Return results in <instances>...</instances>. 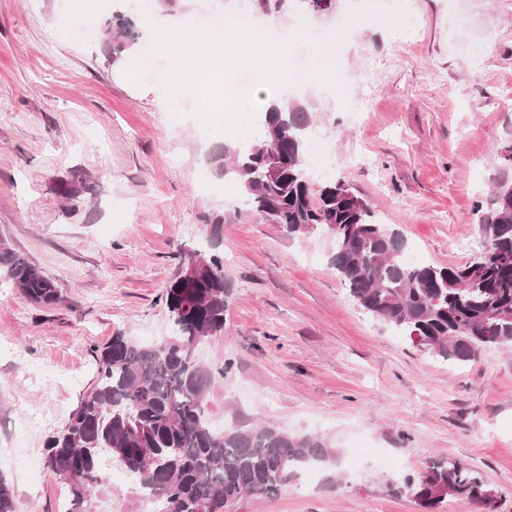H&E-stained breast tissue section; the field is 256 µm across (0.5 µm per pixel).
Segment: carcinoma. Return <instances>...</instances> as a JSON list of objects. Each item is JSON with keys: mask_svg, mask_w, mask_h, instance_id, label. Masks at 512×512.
<instances>
[{"mask_svg": "<svg viewBox=\"0 0 512 512\" xmlns=\"http://www.w3.org/2000/svg\"><path fill=\"white\" fill-rule=\"evenodd\" d=\"M254 12L272 14L284 0H250ZM309 14L329 17L340 0H313ZM134 39L133 24L118 14L108 28L112 62ZM259 134L246 145L226 144L211 161L236 179L248 202L290 236L318 224L334 240L331 263L351 297L370 316L398 333L420 338L432 356L456 364L489 347L512 346V182L498 181L492 208L480 217L485 245L476 262L437 267L410 263L402 235L374 218L368 204L343 180L313 194L304 151L312 119L299 103L277 98L259 112ZM270 170L259 183L255 171ZM57 192L77 212L79 191L62 182ZM210 226L204 252L209 266L192 279L176 278L163 301L175 335L140 345L117 334L95 350L97 379L45 441V465L67 488V512H99L106 497L102 477L109 463L131 473L135 491L129 512H224L244 494L274 497L309 467L341 464L328 442L314 434L272 425L227 424L211 419L215 383L231 372V360L199 361L192 345L224 340L226 285L219 252L224 215L202 217ZM0 279L27 301H60L54 283L0 238ZM424 512L446 498H461L479 512H497L495 491L483 475L451 459L430 461L423 473L388 484ZM0 512H18L10 484L0 477Z\"/></svg>", "mask_w": 512, "mask_h": 512, "instance_id": "carcinoma-1", "label": "carcinoma"}]
</instances>
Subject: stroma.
Listing matches in <instances>:
<instances>
[{
  "mask_svg": "<svg viewBox=\"0 0 512 512\" xmlns=\"http://www.w3.org/2000/svg\"><path fill=\"white\" fill-rule=\"evenodd\" d=\"M157 24L242 13L238 0H154ZM130 0H0V237L52 280L60 300L25 301L0 283V475L20 512H59L64 483L44 441L97 377L95 350L121 333L171 336L162 299L183 253L204 248L207 213L224 216L228 286L224 342L200 350L233 361L214 417L264 420L326 438L341 469L308 468L274 497L246 495L231 512H422L387 490L435 459L460 461L512 512V348L459 366L420 350L361 310L331 264L332 239L291 237L255 209L238 182L214 173L191 113L173 120L164 86L125 80L151 39L136 30L112 62L106 29ZM340 15L373 17L346 32L306 28L305 11L277 20L295 40L297 102L325 136L336 169L408 258L439 267L475 261L451 240L482 237L490 189L512 171V0H342ZM75 18L56 27L57 16ZM83 179L69 214L56 187Z\"/></svg>",
  "mask_w": 512,
  "mask_h": 512,
  "instance_id": "stroma-1",
  "label": "stroma"
}]
</instances>
